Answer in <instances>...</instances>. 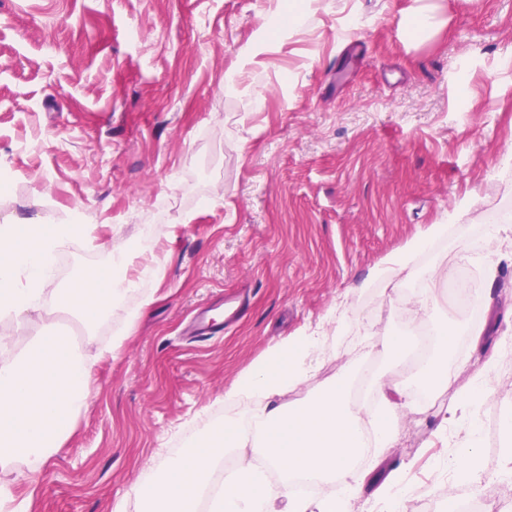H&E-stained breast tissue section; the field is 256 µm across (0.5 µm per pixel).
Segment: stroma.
Returning <instances> with one entry per match:
<instances>
[{"mask_svg":"<svg viewBox=\"0 0 512 512\" xmlns=\"http://www.w3.org/2000/svg\"><path fill=\"white\" fill-rule=\"evenodd\" d=\"M277 0H0V221L16 212L93 225L57 264L69 279L135 247L143 226L162 266L153 302L132 290L94 328L52 321L92 354L121 329L116 358L92 370L87 405L46 461L0 471L13 512H113L147 467L196 445L235 410L225 394L240 374L300 336L318 339L320 369L301 393L357 376L381 342L415 337V323L448 324L445 390L410 399L398 439L351 501L374 512L373 484L389 472L412 484L422 463L444 470L455 431L442 426L480 350L512 339V255L492 289L481 241L512 212V183L497 165L512 152V0H331L306 25L274 20ZM436 27L410 42L418 9ZM237 72L235 89L224 76ZM265 91L248 108L254 87ZM411 274H382L388 254L447 223ZM438 280H431V272ZM480 286L486 330L456 303ZM432 288L407 321L397 296ZM243 304L207 340L188 326L203 307ZM142 315L127 324L130 309ZM484 395L482 465L502 466L512 435V366Z\"/></svg>","mask_w":512,"mask_h":512,"instance_id":"obj_1","label":"stroma"}]
</instances>
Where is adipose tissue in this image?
<instances>
[{
	"label": "adipose tissue",
	"mask_w": 512,
	"mask_h": 512,
	"mask_svg": "<svg viewBox=\"0 0 512 512\" xmlns=\"http://www.w3.org/2000/svg\"><path fill=\"white\" fill-rule=\"evenodd\" d=\"M82 225L46 224L39 217L15 214L0 222V316L30 326L43 319L45 298L85 325L97 323L154 270L146 262L157 243L139 237L136 252L111 250L108 263L58 285L55 255L68 247ZM316 340L294 341L288 356L274 355L246 369L229 390L230 398L252 406V436L238 434L236 416H225L191 451L170 457L147 471L134 489L142 512H194L208 499L209 512H350L361 476L356 464L364 447L374 457L395 446L394 425L406 405V382L373 377L379 404L347 398V378L304 398L298 406L286 394L304 385L318 368ZM448 328H436L434 352L417 367L415 378L426 388L448 386L445 363ZM498 364L490 357L460 390L448 409L454 425L456 455L448 469L458 480H471L477 471L480 446V402ZM93 362L62 337L41 331L34 343L9 356L0 355V469L20 458H46L68 432L88 394ZM232 455L233 467L221 470L222 456ZM279 478L269 482L265 470ZM314 482L319 493L305 498L294 489L297 475ZM339 487L331 494L329 485Z\"/></svg>",
	"instance_id": "ef3b65f1"
}]
</instances>
